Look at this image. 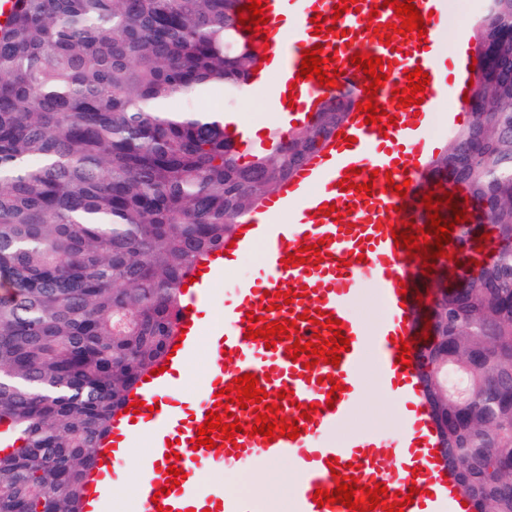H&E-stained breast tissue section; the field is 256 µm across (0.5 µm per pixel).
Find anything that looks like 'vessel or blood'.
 Wrapping results in <instances>:
<instances>
[{
  "label": "vessel or blood",
  "instance_id": "1",
  "mask_svg": "<svg viewBox=\"0 0 512 512\" xmlns=\"http://www.w3.org/2000/svg\"><path fill=\"white\" fill-rule=\"evenodd\" d=\"M340 0H269L270 19L267 57L259 61L252 82L276 80L278 105L290 120L304 121L315 111L327 90L315 79H298L302 53L322 46L329 59L325 71H338V86L362 94L364 73L350 61L354 53L367 51L389 61V77L376 97L380 107L394 116L385 129L367 123L362 112H350L346 122L331 136L322 150L314 153L282 189L270 196L264 210L289 211V224H271L248 218L238 226L233 248L207 254L200 275L188 284L186 309L179 329L185 335L180 348L164 357L163 373L140 381L133 389L135 401L145 402L141 413L117 411L112 430L101 442L99 463L88 475L82 512H111L113 491L105 477L127 458L130 440L143 430L151 432L150 455L141 461L145 472L138 489L140 512H261L254 499L234 489L203 482L205 467L225 465L253 468L258 461L291 462L296 474L291 493V512H349L341 503L317 505L316 489H335L337 476L355 477L360 485L383 483L389 492L413 494L414 502L404 512H468L466 496L441 463L439 438L422 398L417 366L402 367L398 357L401 341L414 336L413 300L403 299L402 290H413L422 261L409 258L396 246L391 229L400 221L424 229L426 220L411 198L392 193L390 183L418 185L427 171L430 157L440 148L434 131L435 119L454 127L466 119L464 96L470 86L471 58L465 48L466 35L456 30L457 50L445 54L442 33L449 27L450 0H412L427 29L426 41L417 33L388 34L397 23L392 7L384 0H354L353 9L341 16L333 10ZM378 16H371V9ZM336 20L335 31H316L314 17ZM294 18L292 42L276 39L280 23ZM427 72L429 84L421 104L401 107L394 101L395 89L405 88L406 75ZM383 177L370 181V171ZM351 177L353 188H340L343 177ZM372 191L360 192L363 183ZM336 215H329V208ZM264 247L265 277L243 283L236 300L211 315L202 308L213 301L216 283L225 268L255 247ZM303 256V263L284 266L288 255ZM368 280L384 310L382 321L373 329L365 327L350 313L361 280ZM293 292L291 304L274 308L276 292ZM264 322L291 320L294 337L266 348L264 340L247 338L248 313ZM337 320L341 333L349 338L339 364L319 362L306 367V355L290 359L287 349L294 342H307L313 334L328 336V320ZM208 351L209 376L195 399L182 410L179 401L180 373L193 361L199 348ZM373 357L380 385L397 401L406 430L400 440L390 441L366 431L349 440L334 439L337 425L347 419L362 398L360 376L366 357ZM256 375L268 395H279L280 413L297 425V438L237 434L235 440L216 438L214 449L197 447L199 426L215 395L234 378ZM340 391H332V383ZM316 405L311 419L300 416V406ZM179 452L171 462L170 452ZM338 467H330V460ZM397 470H390V461ZM177 464L186 472L179 486L166 489L167 469Z\"/></svg>",
  "mask_w": 512,
  "mask_h": 512
}]
</instances>
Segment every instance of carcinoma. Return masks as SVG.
<instances>
[{"label":"carcinoma","instance_id":"carcinoma-1","mask_svg":"<svg viewBox=\"0 0 512 512\" xmlns=\"http://www.w3.org/2000/svg\"><path fill=\"white\" fill-rule=\"evenodd\" d=\"M469 123L426 182L463 187L464 264L428 303L418 372L444 417L448 473L512 512V0L477 26ZM237 0H15L0 20V512H80L129 389L166 354L188 270L218 249L342 125L355 100L244 160L224 123L164 103L249 84ZM488 224L495 256L472 264ZM470 366L472 396L439 364Z\"/></svg>","mask_w":512,"mask_h":512}]
</instances>
